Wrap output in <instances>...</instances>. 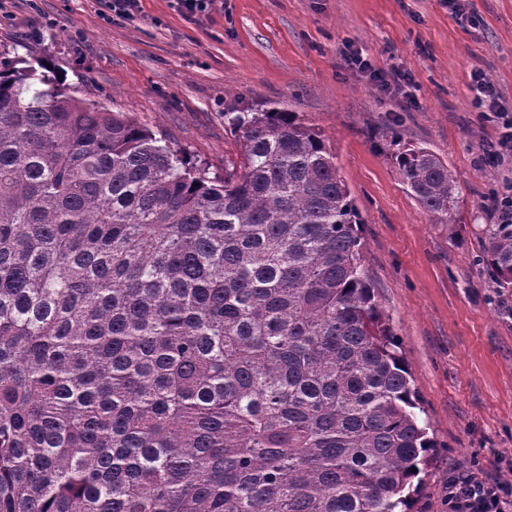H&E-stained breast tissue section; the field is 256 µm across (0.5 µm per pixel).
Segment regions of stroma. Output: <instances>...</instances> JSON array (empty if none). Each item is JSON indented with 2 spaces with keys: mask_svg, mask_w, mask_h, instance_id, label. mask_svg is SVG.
Here are the masks:
<instances>
[{
  "mask_svg": "<svg viewBox=\"0 0 512 512\" xmlns=\"http://www.w3.org/2000/svg\"><path fill=\"white\" fill-rule=\"evenodd\" d=\"M131 21L102 0H0V49L39 59L67 93L130 113L224 173L236 146L224 115L274 103L319 127L354 199L365 266L397 334L435 449L412 512H448V477L512 481V291L498 294L479 225L512 165L489 163L499 129L469 90L474 71L512 110V0H215L206 10L141 0ZM411 74L415 105L345 64ZM397 132L460 179L458 209L437 223L384 149Z\"/></svg>",
  "mask_w": 512,
  "mask_h": 512,
  "instance_id": "1",
  "label": "stroma"
}]
</instances>
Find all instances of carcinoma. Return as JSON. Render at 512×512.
I'll return each mask as SVG.
<instances>
[{
    "label": "carcinoma",
    "instance_id": "cac0c4a2",
    "mask_svg": "<svg viewBox=\"0 0 512 512\" xmlns=\"http://www.w3.org/2000/svg\"><path fill=\"white\" fill-rule=\"evenodd\" d=\"M33 79L0 51V512H411L434 444L322 132L226 112L211 178ZM394 145L447 222L458 175Z\"/></svg>",
    "mask_w": 512,
    "mask_h": 512
}]
</instances>
